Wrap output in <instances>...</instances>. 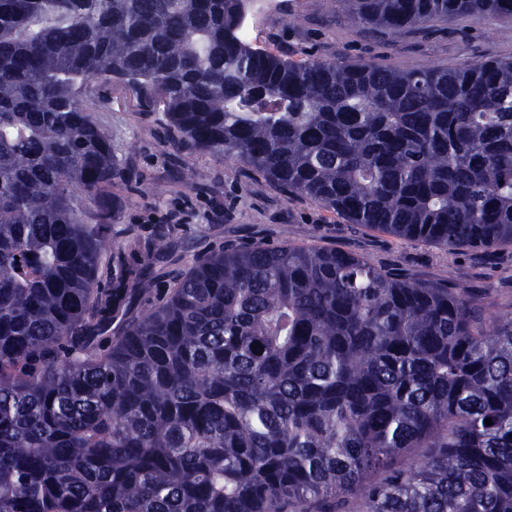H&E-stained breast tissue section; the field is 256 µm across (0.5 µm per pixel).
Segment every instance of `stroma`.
I'll return each mask as SVG.
<instances>
[{
    "mask_svg": "<svg viewBox=\"0 0 512 512\" xmlns=\"http://www.w3.org/2000/svg\"><path fill=\"white\" fill-rule=\"evenodd\" d=\"M248 40L257 49L296 62L343 57L395 70L452 68L512 58V19L445 18L423 30L387 34L351 22L336 0H274L251 19ZM83 100L94 121L111 136L123 165L144 184L138 194L113 185L108 197L114 220L104 228L105 237L119 245L178 219L180 238L160 256L170 274L185 271L193 255L218 241L307 244L352 251L376 265L406 269L428 283L450 279L468 288H485L492 311L512 308V246L488 259L477 252L451 253L401 240L346 223L309 199L286 198L261 175L207 153L193 154L196 178L185 185L171 133L131 89L95 81Z\"/></svg>",
    "mask_w": 512,
    "mask_h": 512,
    "instance_id": "obj_1",
    "label": "stroma"
}]
</instances>
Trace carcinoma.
<instances>
[{
  "label": "carcinoma",
  "mask_w": 512,
  "mask_h": 512,
  "mask_svg": "<svg viewBox=\"0 0 512 512\" xmlns=\"http://www.w3.org/2000/svg\"><path fill=\"white\" fill-rule=\"evenodd\" d=\"M251 2L0 0V512H512V310L476 289L261 241L170 278L176 221L99 277L107 191L142 182L81 103L98 80L349 224L512 245V59L297 63L250 45ZM339 2L389 33L512 18Z\"/></svg>",
  "instance_id": "carcinoma-1"
}]
</instances>
